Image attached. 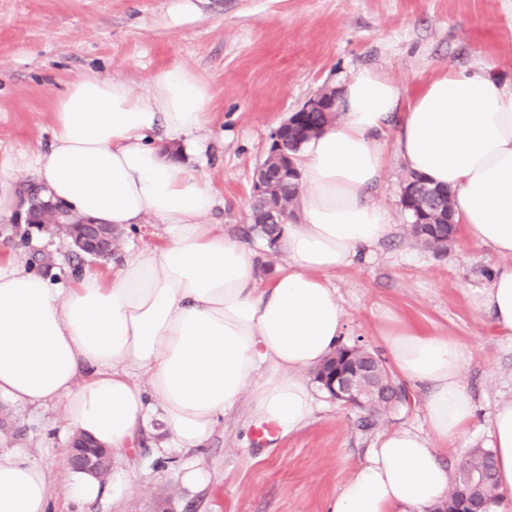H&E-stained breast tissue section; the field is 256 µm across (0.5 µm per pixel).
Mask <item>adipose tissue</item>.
Here are the masks:
<instances>
[{"label":"adipose tissue","instance_id":"1","mask_svg":"<svg viewBox=\"0 0 512 512\" xmlns=\"http://www.w3.org/2000/svg\"><path fill=\"white\" fill-rule=\"evenodd\" d=\"M211 91L190 69L153 75L145 94L96 75L56 99L50 148L30 164L42 193L72 212L126 230L152 217L164 246L126 254L111 278L85 270L52 288L13 258H0V404L61 405L65 429L121 456L158 417L177 447L194 448L219 416L253 391L252 417L288 433L313 409L306 374L336 350L343 312L328 273L352 265L392 231L369 191L385 164L382 137L396 130L408 172L452 189L454 219L503 262L480 303L512 335V85L492 67H448L412 94L365 70L344 82L341 113L297 156L305 191L300 220L282 225L287 265L258 287L257 257L206 223L215 196L153 135L186 137L209 120ZM377 334L396 371L425 385L433 433L460 437L475 413L451 337L420 330L395 312ZM148 379L140 386L133 379ZM488 431L501 496L512 498V400ZM451 479L427 435L401 426L381 434L325 512H432ZM67 494L92 502L130 490L123 474L101 480L69 470ZM44 472L0 450V512H47Z\"/></svg>","mask_w":512,"mask_h":512}]
</instances>
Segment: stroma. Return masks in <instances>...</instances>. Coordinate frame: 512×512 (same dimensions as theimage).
I'll list each match as a JSON object with an SVG mask.
<instances>
[{
  "label": "stroma",
  "mask_w": 512,
  "mask_h": 512,
  "mask_svg": "<svg viewBox=\"0 0 512 512\" xmlns=\"http://www.w3.org/2000/svg\"><path fill=\"white\" fill-rule=\"evenodd\" d=\"M196 11L178 24L174 0H0V150L20 156L17 185L35 182L28 155L53 140V110L71 82L94 74L121 80L142 93L152 75L184 66L211 89V121L196 146L173 141L182 161L208 185L216 205L207 218L256 251L255 274L266 284L284 262L280 250L248 235L254 174L270 135L323 88H339L362 70L378 71L409 92L444 67H496L512 81V0H193ZM395 130L383 137L387 163L373 199L394 219L392 233L366 257L328 279L344 313L342 342L378 357L385 312L417 328L455 339L464 352L462 382L476 414L465 435L447 442L432 436L450 471L469 451L490 445L488 420L512 399V335L497 330L478 298L498 255L460 233L448 251L417 247L406 233L401 206L407 176L395 151ZM26 204L0 220V255L25 261L51 282L75 281L86 268L112 275L124 254L162 245L155 219L126 233L118 255L104 263L76 254L69 241L32 232L22 237ZM410 402L371 429L360 411L314 388L308 424L293 432L256 437L253 394L219 418L197 448H176L159 421L138 436L135 449L112 459L132 491L120 499L78 503L66 494L69 446L60 406L0 405V448H16L45 471L49 512H323L325 501L365 460L387 430L428 432L425 387L408 386ZM169 452L158 455L157 450ZM205 482L187 485V464Z\"/></svg>",
  "instance_id": "1"
}]
</instances>
